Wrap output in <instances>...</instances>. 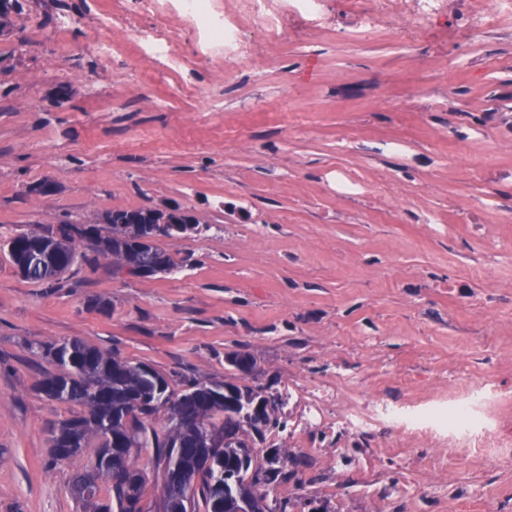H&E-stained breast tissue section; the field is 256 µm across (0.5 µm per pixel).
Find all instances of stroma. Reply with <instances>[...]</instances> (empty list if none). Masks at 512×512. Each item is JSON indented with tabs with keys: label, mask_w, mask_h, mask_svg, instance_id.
Here are the masks:
<instances>
[{
	"label": "stroma",
	"mask_w": 512,
	"mask_h": 512,
	"mask_svg": "<svg viewBox=\"0 0 512 512\" xmlns=\"http://www.w3.org/2000/svg\"><path fill=\"white\" fill-rule=\"evenodd\" d=\"M0 37V232L117 208L178 202L208 230L166 239L180 271L117 278L109 263L51 290L0 253V512H84L72 494L88 456L48 467L64 408L35 384L30 343L77 337L170 376L287 394L285 430L266 443L302 451L313 483L275 487L326 512H512V453L474 467L439 460L429 493L414 465L427 443L358 437L336 404L392 406L437 386L492 377L512 405V19L486 30L453 72L457 32L476 0H442L412 50L392 29L418 24L393 0L377 30L349 0L289 15L266 37L241 0H220L245 58L149 64L114 21L112 57L57 58L100 31L96 13L140 0H19ZM76 20L66 37L58 13ZM252 356L231 375L224 356ZM321 421L307 425L314 406Z\"/></svg>",
	"instance_id": "stroma-1"
}]
</instances>
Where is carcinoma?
Returning <instances> with one entry per match:
<instances>
[{
    "mask_svg": "<svg viewBox=\"0 0 512 512\" xmlns=\"http://www.w3.org/2000/svg\"><path fill=\"white\" fill-rule=\"evenodd\" d=\"M17 7L18 0H0L1 37L12 33ZM150 212L117 208L94 224L74 219L43 232L16 231L0 236V250L23 277L50 289L72 269L103 259L114 266L136 260L151 276L171 273L182 265L159 242L179 233L153 223ZM32 348L52 366L39 391L68 409L50 432L48 464L67 462L96 441L90 466L72 479L73 492L92 512H172L175 505L179 512H226L227 499L242 512H319L312 499L272 495L281 482L305 486L306 455L276 448L270 468L256 466L255 448L270 429L286 428L284 404L257 418L247 411L263 396L249 386L194 382L176 394L156 369L77 338ZM158 414L166 421L160 430L153 422ZM146 448L153 449L147 466L138 463ZM150 468L162 472L156 507L144 503Z\"/></svg>",
    "mask_w": 512,
    "mask_h": 512,
    "instance_id": "obj_1",
    "label": "carcinoma"
}]
</instances>
